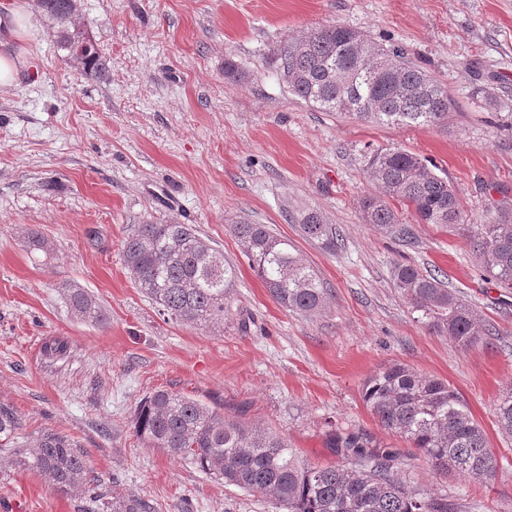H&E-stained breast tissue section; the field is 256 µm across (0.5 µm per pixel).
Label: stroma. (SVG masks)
Returning <instances> with one entry per match:
<instances>
[{"instance_id": "obj_1", "label": "stroma", "mask_w": 512, "mask_h": 512, "mask_svg": "<svg viewBox=\"0 0 512 512\" xmlns=\"http://www.w3.org/2000/svg\"><path fill=\"white\" fill-rule=\"evenodd\" d=\"M33 28L29 65L0 91V405L33 447L44 431L85 449L108 495L142 496L160 512H275L250 495L137 441L141 399L183 393L268 428L300 460L331 465L334 430L396 448L366 408L367 377L394 362L448 382L497 459L490 485L437 476L408 459L412 484L461 499L469 512H512V435L494 403L512 385V289L486 280L463 231L417 223L394 238L364 223L374 193L366 155L401 148L433 161L458 190L466 223L512 204V0H76L106 79H89L48 35L36 0H18ZM396 47L448 91V121L390 127L320 111L295 97L272 52L329 24ZM233 59L240 79L224 76ZM495 95L487 105L482 90ZM167 187L177 202L154 198ZM316 209L342 238L333 252L304 240ZM248 219L291 241L333 298L313 316L289 312L251 270L231 226ZM176 221L237 267L232 313L219 328L164 319L123 262L131 225ZM48 241L31 253L28 231ZM442 273L494 334L460 348L428 333L393 286L396 265ZM85 288L106 321L76 319L63 281ZM68 343L46 358L45 339ZM17 512H91V493L65 495L0 448V502Z\"/></svg>"}]
</instances>
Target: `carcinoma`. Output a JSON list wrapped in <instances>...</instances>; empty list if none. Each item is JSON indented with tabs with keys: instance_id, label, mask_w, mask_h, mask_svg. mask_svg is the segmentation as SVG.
<instances>
[{
	"instance_id": "cac0c4a2",
	"label": "carcinoma",
	"mask_w": 512,
	"mask_h": 512,
	"mask_svg": "<svg viewBox=\"0 0 512 512\" xmlns=\"http://www.w3.org/2000/svg\"><path fill=\"white\" fill-rule=\"evenodd\" d=\"M51 21V34L82 74L102 79L110 60L101 55L85 26L75 21V0H38ZM290 91L325 112L365 123L437 126L448 121V91L402 52L371 42L361 32L332 24L308 31L273 52ZM438 167L417 154L378 149L367 171L378 193L360 207L364 222L394 237L410 230L391 203L411 210L418 223L444 228L467 226L474 255L491 281L512 289V208L498 209L494 222L465 224L455 186ZM300 235L326 251L336 250V228L317 210L299 220ZM249 266L283 309L318 313L330 303L311 266L288 240L264 224L245 220L232 225ZM123 261L138 288L159 307V314L194 327L215 326L231 314L237 268L212 248L191 224H137L125 236ZM393 283L429 332L446 335L461 347L481 341L477 310L448 289L438 275L405 265ZM61 293L76 318L101 323L98 302L74 283ZM363 401L381 426L399 435L443 475L458 474L478 483L495 475V457L467 404L448 383L393 363L362 388ZM500 428L512 434V386L495 405ZM18 428L14 413L0 406V437ZM135 436L173 458L190 459L204 473L244 492L270 499L281 512H465L459 499L408 486L401 478V452L382 448L364 434L329 435L328 447L343 465H310L280 436L237 417H224L204 403L160 389L138 404ZM16 463L41 476L56 491L77 494L100 486L83 448L46 430L37 448H13ZM99 512H155L136 496L95 500Z\"/></svg>"
}]
</instances>
